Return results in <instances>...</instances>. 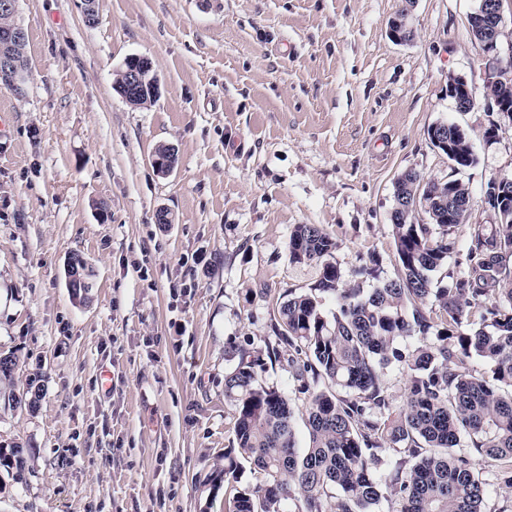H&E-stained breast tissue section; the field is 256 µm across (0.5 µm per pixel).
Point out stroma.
Returning a JSON list of instances; mask_svg holds the SVG:
<instances>
[{
	"mask_svg": "<svg viewBox=\"0 0 512 512\" xmlns=\"http://www.w3.org/2000/svg\"><path fill=\"white\" fill-rule=\"evenodd\" d=\"M96 4L89 25L80 0H18L32 80L23 99L0 86V352L47 385L36 412L0 405V446L25 448L31 469L0 489V512H228L237 348L279 350L258 380L308 440L275 329L282 296L317 277L289 260L294 226L337 240L345 282L372 252L393 276L397 178L459 180L470 223H495L485 190L512 178V121L486 96L478 0ZM406 5L416 37L401 44L388 21ZM134 55L161 84L140 109L113 88ZM439 122L468 132L474 165L433 146ZM162 144L177 152L167 175ZM74 253L95 271L84 304L66 286Z\"/></svg>",
	"mask_w": 512,
	"mask_h": 512,
	"instance_id": "35a3bbf8",
	"label": "stroma"
}]
</instances>
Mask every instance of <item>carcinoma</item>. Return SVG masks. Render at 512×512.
<instances>
[{
    "label": "carcinoma",
    "mask_w": 512,
    "mask_h": 512,
    "mask_svg": "<svg viewBox=\"0 0 512 512\" xmlns=\"http://www.w3.org/2000/svg\"><path fill=\"white\" fill-rule=\"evenodd\" d=\"M448 159L476 163L467 133L447 125ZM497 181L485 195L494 224L469 225L467 271L448 273L456 229L470 212L468 187L457 180H424L405 172L395 195L413 206L391 219L397 256L394 276L373 288L348 285L333 255L338 242L315 224H298L290 261L314 264L318 279L288 291L278 303L280 341L300 393L308 395L309 441L298 450L294 410L276 387L258 382L262 359L238 350L224 380L235 407V447L224 449V486L234 491L230 512H496L470 454L474 449L512 495V207L501 210ZM429 219L416 224V215ZM336 311L328 319L322 301ZM0 401L30 412L46 391L37 372L15 389L19 359L5 355ZM403 377L401 400L387 375ZM261 480L235 490L241 461ZM25 449L0 448V468L15 480L25 472Z\"/></svg>",
    "instance_id": "1"
}]
</instances>
